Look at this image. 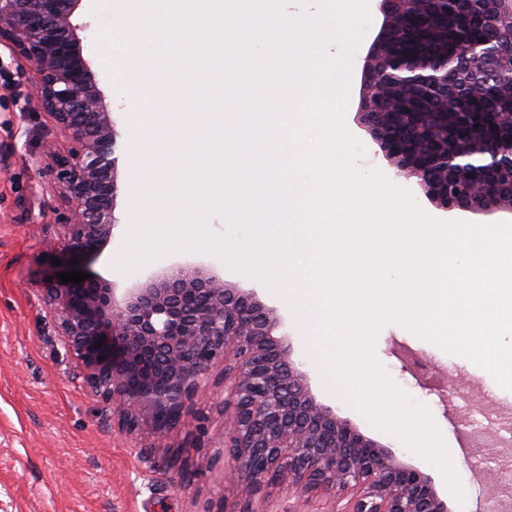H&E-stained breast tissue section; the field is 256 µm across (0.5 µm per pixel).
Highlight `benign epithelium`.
I'll list each match as a JSON object with an SVG mask.
<instances>
[{
	"label": "benign epithelium",
	"mask_w": 512,
	"mask_h": 512,
	"mask_svg": "<svg viewBox=\"0 0 512 512\" xmlns=\"http://www.w3.org/2000/svg\"><path fill=\"white\" fill-rule=\"evenodd\" d=\"M82 0H0V46L18 69L32 72V108L45 114L55 138L45 144L62 207L56 214L61 240L43 253L58 269L97 251L112 237L120 134L112 110L84 56L75 22ZM393 0H381L383 26L371 44L362 81L359 122L378 144L396 174L417 179L437 206L471 212L512 211V174L506 177L465 169L473 146L457 143L448 167L436 176L419 159V148L398 149L372 107L384 96L388 71L379 67L395 35ZM476 32L497 28L505 37L488 40L492 52L479 55L469 42L452 49L459 69L489 78L501 58H512V0H483ZM396 68L404 92L424 87L448 97V62L402 59ZM37 291L54 322L74 377L112 407L119 429L138 433L149 423L167 433L185 423L188 409L203 395L212 368L223 366L224 447L235 462L225 478L246 499L261 486L285 485L326 495L347 493L332 512H448L428 476L402 463L388 448L318 404L306 376L292 360L288 335L275 310L252 292L224 286V280L194 263H174L122 297L106 283L64 284L56 276ZM102 343L97 348L95 344Z\"/></svg>",
	"instance_id": "benign-epithelium-1"
}]
</instances>
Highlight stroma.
Segmentation results:
<instances>
[{"label": "stroma", "instance_id": "obj_1", "mask_svg": "<svg viewBox=\"0 0 512 512\" xmlns=\"http://www.w3.org/2000/svg\"><path fill=\"white\" fill-rule=\"evenodd\" d=\"M370 13L371 23L351 57L344 116L348 131L365 148L358 167L379 169L395 184L411 190L417 204L434 219L478 225L512 222L508 211L449 212L433 205L414 182L396 175L360 126L357 112L365 58L383 21L378 0H371ZM80 20L88 25L84 51L123 133L115 205V215L122 219L129 198L130 142L124 136L129 114L124 97L101 64L99 35L114 23L108 0H83ZM28 94L27 75L13 65L8 49L0 47V512H215L224 488V469L222 464H210L209 457L224 440L221 368H214L206 396L195 405L196 411L206 416L204 425L188 421L165 436L158 448L153 445L152 430L135 437L119 433L112 425L111 409L73 376V366L36 290L48 271L41 252L46 243L61 235L56 222L61 200L43 155L44 145L52 137L51 125L44 115L33 112ZM124 247V232L115 228L102 252L85 257V272L112 283L121 293L162 267L190 262L223 277L228 287L255 291L264 304L276 308L292 347V359L306 375L316 401L428 475L440 497L447 499L450 512H457V503L451 500L436 467L426 464L393 435L373 429L357 410L326 390L308 358L296 316L279 304L264 283L238 275L225 267L220 256L207 251H175L155 262L119 271L113 258ZM403 341L439 363L444 378L464 379L478 406L493 409L499 399L512 400V390L501 396L490 393V379L483 369H466L460 356L400 325H386L375 344L377 360L415 402L429 408L438 429L447 436L467 428L468 419L461 416L449 422L437 385L426 383L413 365L396 357L395 346ZM174 452L187 461L191 480L182 481L171 466ZM511 452L487 432L474 440L470 457L462 460L457 470L461 482L471 489L469 512H481L487 488ZM332 506V497L276 485L266 487L253 502L255 512H330Z\"/></svg>", "mask_w": 512, "mask_h": 512}]
</instances>
